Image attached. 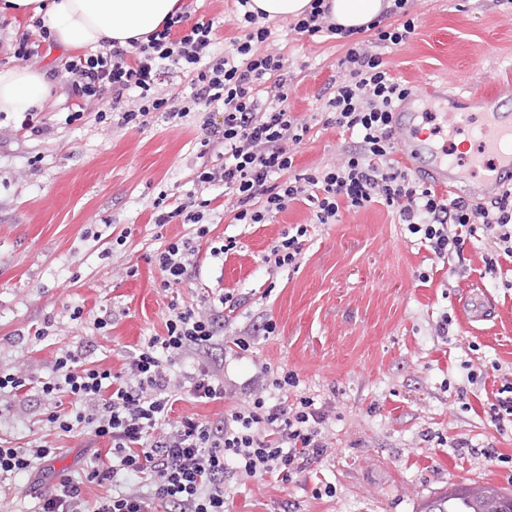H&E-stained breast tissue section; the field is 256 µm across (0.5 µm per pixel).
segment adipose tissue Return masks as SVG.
I'll return each instance as SVG.
<instances>
[{"mask_svg": "<svg viewBox=\"0 0 512 512\" xmlns=\"http://www.w3.org/2000/svg\"><path fill=\"white\" fill-rule=\"evenodd\" d=\"M340 27L360 30L392 8L393 0H325ZM181 0H6L14 17L41 19L57 43L93 51L127 46L160 28ZM50 96L46 76L34 68L0 67V112L44 107Z\"/></svg>", "mask_w": 512, "mask_h": 512, "instance_id": "ef3b65f1", "label": "adipose tissue"}]
</instances>
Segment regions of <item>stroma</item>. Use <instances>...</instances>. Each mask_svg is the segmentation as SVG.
I'll use <instances>...</instances> for the list:
<instances>
[{"instance_id": "stroma-1", "label": "stroma", "mask_w": 512, "mask_h": 512, "mask_svg": "<svg viewBox=\"0 0 512 512\" xmlns=\"http://www.w3.org/2000/svg\"><path fill=\"white\" fill-rule=\"evenodd\" d=\"M410 14L411 39L381 50L408 87L432 83L453 95L468 82L487 90L512 82V8L497 0H417ZM289 25L272 20L264 47L287 59L288 106L310 125L292 168L300 174L336 160L348 145L323 114L348 43L302 36ZM52 99L37 115L44 127L37 136L21 129V114L0 112V372L46 378L66 350L122 372L145 337L164 333L173 306L214 304L228 292L237 308L226 333L254 339L229 365L234 402L245 400L240 383L254 364L265 363L296 374L289 397H312L330 414L322 460L285 484L231 481L229 512H419L461 485L512 491V417L497 422L489 411L512 381V262L488 267L490 246L469 244L460 259L442 264L373 204L313 226L299 267L268 271V246L310 220L309 207L295 201L268 224H236L217 208L187 281L162 290L164 274L148 258L187 227H156L153 202L161 193L179 199L195 191L201 163L223 161L216 151L198 156L203 114L173 124L156 112L139 129L100 121L91 108L69 125L63 79H53ZM122 234L126 245L113 248ZM228 238L235 248L213 257V243ZM131 266L136 276H128ZM476 291L496 314L468 326L462 305ZM77 306L83 314L74 320ZM445 315L452 324L442 337L436 328ZM268 320L276 331L266 336ZM42 327L48 335L39 341ZM468 363L481 374L473 385ZM49 411L35 391L0 396V439L57 448L55 474L80 478L93 450L108 442L59 433ZM487 448L495 458L484 456ZM51 485L25 476L1 482L0 512H37Z\"/></svg>"}]
</instances>
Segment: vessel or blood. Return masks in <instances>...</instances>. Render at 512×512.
I'll return each mask as SVG.
<instances>
[{"label": "vessel or blood", "instance_id": "obj_1", "mask_svg": "<svg viewBox=\"0 0 512 512\" xmlns=\"http://www.w3.org/2000/svg\"><path fill=\"white\" fill-rule=\"evenodd\" d=\"M478 105L469 119L478 143L465 162L449 159L446 150L425 143L415 120L426 92L414 90L395 110L405 138L397 153L399 162L416 176L434 183L449 194L462 193L470 199H491L512 185V102L506 91H478L469 87Z\"/></svg>", "mask_w": 512, "mask_h": 512}]
</instances>
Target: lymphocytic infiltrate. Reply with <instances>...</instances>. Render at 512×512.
Listing matches in <instances>:
<instances>
[{
	"label": "lymphocytic infiltrate",
	"mask_w": 512,
	"mask_h": 512,
	"mask_svg": "<svg viewBox=\"0 0 512 512\" xmlns=\"http://www.w3.org/2000/svg\"><path fill=\"white\" fill-rule=\"evenodd\" d=\"M233 22L240 30L229 50L216 48L215 22L179 11L145 40L67 59L63 65L74 107L69 123L87 107L104 105L123 127L141 128L151 113L175 122L194 110L212 117L204 125L202 152L223 149L219 166L201 165L197 193L168 207L166 195L153 203L154 222L189 225V237L165 244L153 263L163 272V289L181 284L197 252L196 240L209 232V189L224 190V202L238 224H266L289 203L303 199L311 222L338 223L343 211L372 204L391 209L399 223L442 262L460 255L470 236L491 239L497 258L512 259V188L490 206L473 208L464 198L441 194L415 178L395 158L398 132L393 112L408 87L392 76L381 54L350 47L340 61L342 79L325 103L326 122L356 140L337 163L292 174L294 153L309 131L305 119L288 110L283 56L260 51L271 35L251 0H234ZM189 78V99L161 97L157 84L166 71ZM308 226L283 233L262 257L270 270L300 264ZM219 316L201 305L179 307L163 335L145 338L128 358L124 374L59 353L53 376L39 385L49 401L64 397L65 408L48 421L64 433L87 431L107 439L111 464H96L85 481L63 476L40 500L38 512H226L230 479L288 482L328 450L329 416L314 398L289 399L298 381L291 372L256 366L244 406L225 409L216 419H171L181 394L210 402L234 391L223 371L204 352L219 347ZM56 449L0 447V482L37 470ZM108 482L111 493L90 500L83 482Z\"/></svg>",
	"instance_id": "f902f5d3"
}]
</instances>
